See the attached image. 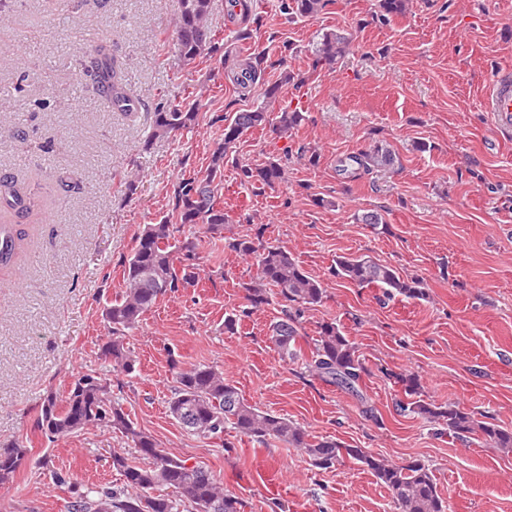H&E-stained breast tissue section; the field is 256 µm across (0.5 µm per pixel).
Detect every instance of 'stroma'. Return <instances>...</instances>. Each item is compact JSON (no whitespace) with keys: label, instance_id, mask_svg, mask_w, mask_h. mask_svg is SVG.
Wrapping results in <instances>:
<instances>
[{"label":"stroma","instance_id":"obj_1","mask_svg":"<svg viewBox=\"0 0 512 512\" xmlns=\"http://www.w3.org/2000/svg\"><path fill=\"white\" fill-rule=\"evenodd\" d=\"M251 3L260 27L238 43L237 17L212 0L221 50L180 70L167 43L175 0H0V180L39 203L33 214L0 206V222L20 240L15 263L0 267V454L28 442L34 458L0 486V512H71L79 491L121 485L112 466L121 434L93 429L50 445L33 428L47 394L88 370L110 376L132 421L211 471L241 512H395L363 467L324 471L277 443L186 433L167 407L174 360L216 366L249 403L311 436L429 465L451 512H512V455L397 414L381 373H415L424 399L512 428V136L498 134L482 109L493 76L512 67V0H411L383 23L376 0H331L314 18L288 17L281 0ZM331 30L352 35L351 51L309 73L311 48ZM261 51L265 81L285 66L304 74L283 95L305 119L289 138L259 128L241 137L239 161L293 158L287 182L273 188L241 183L225 165L229 229L263 228L321 280L326 297L306 311L303 333L316 336L331 320L343 327L368 370L357 395L280 357L268 340L278 303L225 332L256 274L231 250L203 259L199 285L161 298L128 335L131 375L111 373L100 356L101 310L123 288V260L169 209L172 184L207 166L230 109L261 103L260 85L233 80L237 61ZM102 53L123 64L137 111H113L94 90ZM198 88V126L147 142L152 112ZM376 141L396 151L398 166L338 172L340 158ZM303 146L316 149L317 163L297 158ZM369 210L383 215V229L356 223ZM342 254L423 278L427 298L387 299L336 279L330 268ZM58 472L69 484L56 482Z\"/></svg>","mask_w":512,"mask_h":512}]
</instances>
